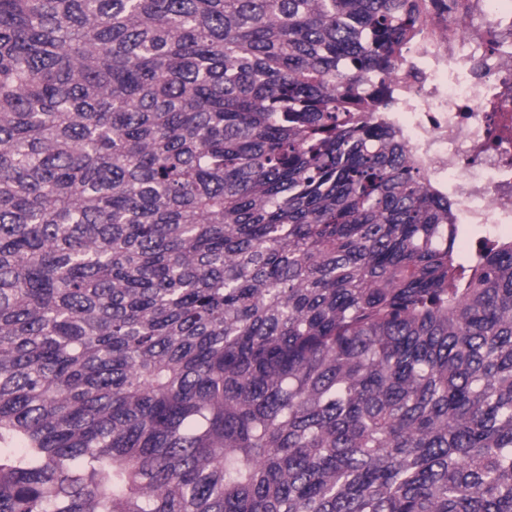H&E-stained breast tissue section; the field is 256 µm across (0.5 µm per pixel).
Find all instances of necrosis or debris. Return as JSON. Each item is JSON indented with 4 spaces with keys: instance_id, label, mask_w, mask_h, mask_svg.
Wrapping results in <instances>:
<instances>
[{
    "instance_id": "4bbe7bcc",
    "label": "necrosis or debris",
    "mask_w": 512,
    "mask_h": 512,
    "mask_svg": "<svg viewBox=\"0 0 512 512\" xmlns=\"http://www.w3.org/2000/svg\"><path fill=\"white\" fill-rule=\"evenodd\" d=\"M432 19L453 34L402 59L386 119L455 223L495 238L512 224V0H436Z\"/></svg>"
}]
</instances>
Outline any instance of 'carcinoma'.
Wrapping results in <instances>:
<instances>
[{"label":"carcinoma","instance_id":"obj_1","mask_svg":"<svg viewBox=\"0 0 512 512\" xmlns=\"http://www.w3.org/2000/svg\"><path fill=\"white\" fill-rule=\"evenodd\" d=\"M429 0H0V512H512V237L377 122Z\"/></svg>","mask_w":512,"mask_h":512}]
</instances>
